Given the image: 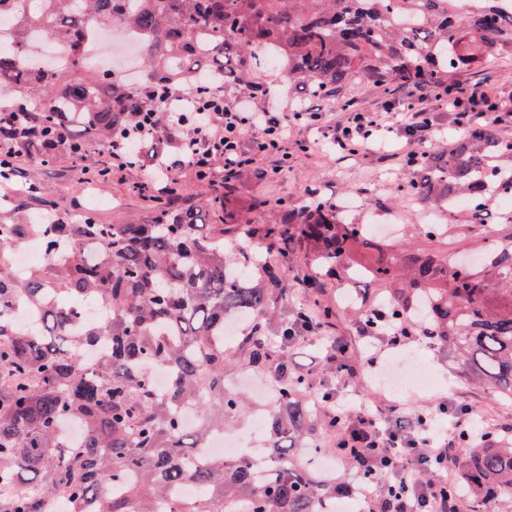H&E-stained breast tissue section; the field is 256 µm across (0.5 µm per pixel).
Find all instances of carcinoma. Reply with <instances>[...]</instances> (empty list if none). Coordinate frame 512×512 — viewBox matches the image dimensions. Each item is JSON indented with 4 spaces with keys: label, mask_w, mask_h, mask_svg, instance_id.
Returning <instances> with one entry per match:
<instances>
[{
    "label": "carcinoma",
    "mask_w": 512,
    "mask_h": 512,
    "mask_svg": "<svg viewBox=\"0 0 512 512\" xmlns=\"http://www.w3.org/2000/svg\"><path fill=\"white\" fill-rule=\"evenodd\" d=\"M502 0H0V145L40 165L58 149L78 166L89 155L112 152V140L146 114L165 131L168 92L191 85L192 94L213 88L219 71L235 92L264 86L263 67L273 63L288 84L312 96H328L352 84L373 83L394 93L419 79L432 87L456 86L455 75L490 61L512 59V14ZM93 19L119 33L141 36L143 78L130 86L114 73L86 68ZM68 46L64 67H34L33 34ZM495 167L510 181L512 139L478 123L430 151L410 177L391 188L422 209L448 206L469 212L464 248H437L445 232L423 224L431 248L385 255L382 240L366 224H351L322 198L294 208L275 224L255 229L273 250L288 251L263 267L244 253H227L225 230L205 232V216L230 200L211 195L200 210L175 214L161 203L149 224L64 223L67 206L56 201L53 230L19 215L0 224V512H49L64 499L70 512H335L352 493L302 460L297 447L322 453L341 424L331 410L336 391L308 395L307 375L293 370L291 330L311 320L326 349L335 348L336 306L312 278L315 297L280 319L288 300V268L303 260L316 272L352 275L368 285L358 322L381 309L389 319L446 348L459 381L484 387L512 404V204L493 202L480 177ZM29 234L62 253L26 278L10 271L13 247ZM99 296L112 305L104 326L87 323L73 300ZM17 304L43 310L41 330L26 335L6 320ZM250 319L238 337L240 359L265 374L275 390L265 434L266 467L250 459L195 462L198 449L224 419H236L246 400L224 386L227 363L224 318ZM279 336L277 347L268 341ZM112 352L86 367L83 356L104 337ZM345 349L329 360L330 372L352 367ZM157 369L170 374L163 392ZM196 408L200 423L184 427L181 408ZM78 422L82 446L69 448L61 428ZM347 466L364 475L356 450L338 446ZM455 482L448 485L453 512H512V438L458 440ZM198 497L177 500L181 484Z\"/></svg>",
    "instance_id": "carcinoma-1"
}]
</instances>
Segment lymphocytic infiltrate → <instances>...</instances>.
Returning <instances> with one entry per match:
<instances>
[{
    "instance_id": "obj_1",
    "label": "lymphocytic infiltrate",
    "mask_w": 512,
    "mask_h": 512,
    "mask_svg": "<svg viewBox=\"0 0 512 512\" xmlns=\"http://www.w3.org/2000/svg\"><path fill=\"white\" fill-rule=\"evenodd\" d=\"M406 106L398 102H382L374 109H360L344 113L336 122H329L327 113L310 107L298 112H286L273 105L255 109L250 99L235 101L215 96L206 101H194L193 113H169L168 131L181 134L182 140L176 158L177 164H188L200 179H208L216 157H223L224 172L237 174L255 163L257 157L274 160L272 174H279L288 166V143L294 130L307 127L327 129L331 145L336 151L358 155L360 147H379L383 161L400 168L412 167L424 159L427 149L439 138L436 117L430 112L431 102L447 103L459 129H467L473 122L484 119L502 126L512 121V113L490 111L492 95L486 88L476 86L457 94L437 90L421 82L405 87ZM257 133L252 150H245L246 131ZM397 131L405 142L401 152L384 150L386 134ZM337 415L345 418V434L365 432L374 435L380 461L369 468L375 486L368 500L369 512H384V499L395 486H405L411 496L401 512H448V502L436 499V481H447L448 465L453 460L454 442L432 433L434 423L448 417L455 431H463L473 411L466 405L448 401L427 406L423 417L408 424V414L397 404L386 407L367 405L351 411L342 400H334Z\"/></svg>"
}]
</instances>
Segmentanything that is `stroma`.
Wrapping results in <instances>:
<instances>
[{"label":"stroma","instance_id":"35a3bbf8","mask_svg":"<svg viewBox=\"0 0 512 512\" xmlns=\"http://www.w3.org/2000/svg\"><path fill=\"white\" fill-rule=\"evenodd\" d=\"M457 81L463 87L484 84L502 99L506 107L512 109V62H498L477 73H460ZM295 136L307 140L309 148L293 150L287 170L276 178L264 175L273 164L267 157L260 158L253 167L241 170L229 183L224 180L223 166H215L214 180L208 183L199 180L193 168L184 164L172 172L176 187L180 195L194 205L199 204L215 186L228 187L231 193L249 201V209L242 214L243 225L225 236L226 246L236 251L252 253L264 250L263 241L253 233L254 227L277 222L285 209L311 204V195L315 192L337 204L350 196L359 197L364 206L350 213L349 219L353 223L399 225L398 235L390 240L393 249H401L409 243L425 246V239L415 229L416 224L422 221L416 206L398 202L389 191L400 173L399 168L381 163L372 153L343 156L328 148L322 135L314 130L300 129ZM140 178L139 170L129 169L114 174L111 180L101 184L87 179L81 169L72 166L61 153L48 167L19 162L18 173L12 179L7 194L11 198L23 195L29 186L38 185L43 200L30 204L26 211L33 220L44 213V200L61 199L69 204L77 203L78 208L71 217L76 224L89 214L100 224H145L150 219L151 209L132 188L133 182ZM336 333L351 339L352 348L359 356L354 384L366 399L385 404L398 402L408 410L417 411L445 397L476 411L482 418L484 431L507 438L512 436V404L496 402L487 391L461 386L456 376V365L447 351L427 349L412 341L401 349L390 347L379 337L360 335L357 322L344 311L336 320ZM405 350L425 361L437 384L432 390L417 391L399 398L380 383L376 372ZM288 355L301 372L311 375L314 386L334 385V378L323 372L327 352L320 341L308 339L289 343Z\"/></svg>","mask_w":512,"mask_h":512}]
</instances>
